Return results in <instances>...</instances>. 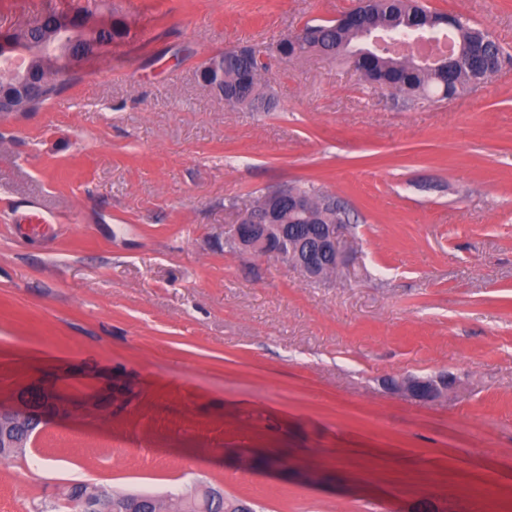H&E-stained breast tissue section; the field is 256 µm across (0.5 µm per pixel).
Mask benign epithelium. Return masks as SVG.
<instances>
[{"label": "benign epithelium", "instance_id": "obj_1", "mask_svg": "<svg viewBox=\"0 0 512 512\" xmlns=\"http://www.w3.org/2000/svg\"><path fill=\"white\" fill-rule=\"evenodd\" d=\"M250 50L255 52L257 47L241 45L212 56L198 69L200 82L209 89L219 91V87L224 85V71L221 68L223 57ZM284 203L288 204V213L292 216L314 212L310 201L292 190L272 191L261 195L259 203L238 215L237 222L229 229V239L261 256L283 259L285 253L290 251L297 255L298 266L316 279L323 278L328 269L337 270L344 266L347 243L345 225L329 221L321 225V232L316 235L290 239L285 234V225L279 223L280 209ZM386 386L395 393L432 401L455 389L456 380L441 373L427 378H390ZM110 403L111 393L97 382L83 383L79 389L61 381L51 386L31 382L16 392L12 404L0 405V452L22 454L29 438L39 432V426L53 419L67 417L76 407L94 412ZM77 503L81 506V512H112V499L102 489L93 486L77 497Z\"/></svg>", "mask_w": 512, "mask_h": 512}]
</instances>
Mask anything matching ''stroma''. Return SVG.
<instances>
[{"instance_id": "1", "label": "stroma", "mask_w": 512, "mask_h": 512, "mask_svg": "<svg viewBox=\"0 0 512 512\" xmlns=\"http://www.w3.org/2000/svg\"><path fill=\"white\" fill-rule=\"evenodd\" d=\"M355 3L100 0L127 31L111 55L0 112V403L60 377L133 392L0 458V512L76 482L203 483L257 512H512V0H427L509 53L448 99L319 53L272 68L268 112L196 76ZM305 183L350 214L320 283L224 242L238 210ZM38 208L48 228L16 223ZM442 372L435 401L385 386Z\"/></svg>"}]
</instances>
